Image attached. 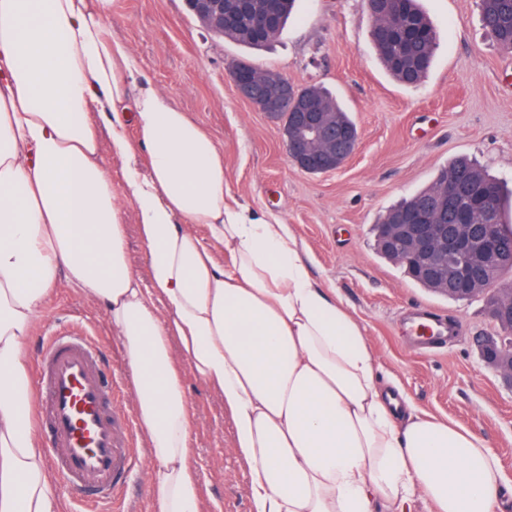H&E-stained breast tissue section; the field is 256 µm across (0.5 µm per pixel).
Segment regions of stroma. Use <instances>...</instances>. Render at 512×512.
Here are the masks:
<instances>
[{"label":"stroma","instance_id":"obj_1","mask_svg":"<svg viewBox=\"0 0 512 512\" xmlns=\"http://www.w3.org/2000/svg\"><path fill=\"white\" fill-rule=\"evenodd\" d=\"M420 4L437 46L415 87L398 85L382 68L364 0H297L278 38L255 52L260 65L296 86L324 87L357 125V151L341 168L316 175L291 164L278 124L238 95L229 68L244 49L201 28L185 0H112L106 31L129 48L143 79L219 142L225 184L237 200L290 226L314 280L335 289L384 376L417 410L484 439L512 479V383L485 367L475 344L497 333L484 300L420 288L378 253L372 232L388 209L463 155L512 188V51L483 28L476 0ZM418 306L458 322L460 335L428 352L410 348L400 320ZM64 321L82 323L101 340L119 405L132 413L124 358L100 305L60 290L39 328ZM184 388L205 512H252L248 466L223 403L194 373L185 374Z\"/></svg>","mask_w":512,"mask_h":512}]
</instances>
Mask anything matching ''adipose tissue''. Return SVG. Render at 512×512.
<instances>
[{"instance_id":"ef3b65f1","label":"adipose tissue","mask_w":512,"mask_h":512,"mask_svg":"<svg viewBox=\"0 0 512 512\" xmlns=\"http://www.w3.org/2000/svg\"><path fill=\"white\" fill-rule=\"evenodd\" d=\"M111 11L0 0V512H60L26 349L64 288L124 353L153 512L203 510L188 371L232 420L252 512H506L495 452L382 382L288 225L234 198L218 142L106 35Z\"/></svg>"}]
</instances>
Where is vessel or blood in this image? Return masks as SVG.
<instances>
[{
    "label": "vessel or blood",
    "mask_w": 512,
    "mask_h": 512,
    "mask_svg": "<svg viewBox=\"0 0 512 512\" xmlns=\"http://www.w3.org/2000/svg\"><path fill=\"white\" fill-rule=\"evenodd\" d=\"M447 323L415 309L407 338L416 347L442 344ZM37 423L51 448L50 467L77 494L84 512L120 507V490L138 451L129 418L115 407L101 343L81 330L46 337L35 361Z\"/></svg>",
    "instance_id": "1"
}]
</instances>
